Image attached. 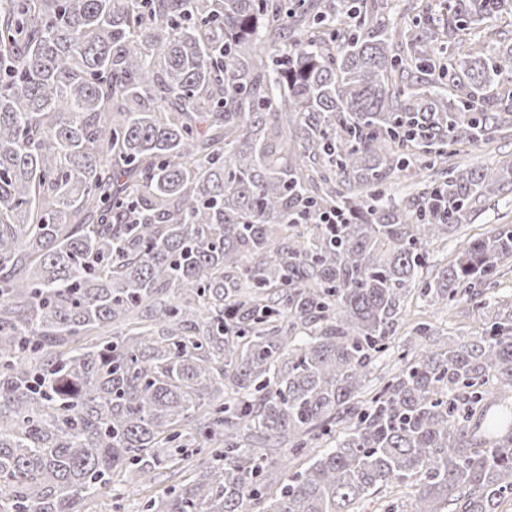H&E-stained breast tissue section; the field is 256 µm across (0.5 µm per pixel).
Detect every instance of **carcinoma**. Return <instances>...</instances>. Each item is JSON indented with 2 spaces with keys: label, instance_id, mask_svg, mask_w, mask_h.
<instances>
[{
  "label": "carcinoma",
  "instance_id": "carcinoma-1",
  "mask_svg": "<svg viewBox=\"0 0 512 512\" xmlns=\"http://www.w3.org/2000/svg\"><path fill=\"white\" fill-rule=\"evenodd\" d=\"M388 2L0 5V512H89L122 470L180 476L142 512L512 499V297L476 336L415 322L369 388L414 295L512 263L504 224L422 276L512 195V157L455 162L512 137V0ZM512 205L506 204L505 200L499 198H492L489 201L481 204V210L477 213L476 219L472 224H465L460 230L458 236L448 238V244L443 249L430 246L429 262L430 264L440 263L441 260L447 257L450 259L452 253L455 251L460 239L476 237L488 233L500 227L501 224L512 225ZM508 213V217L501 218L502 215ZM415 487L399 485H387L380 489L360 507L361 512H384L387 505L395 504L399 512H410L414 503Z\"/></svg>",
  "mask_w": 512,
  "mask_h": 512
}]
</instances>
